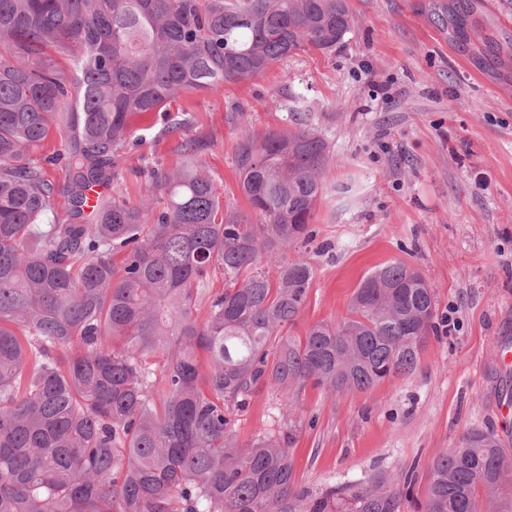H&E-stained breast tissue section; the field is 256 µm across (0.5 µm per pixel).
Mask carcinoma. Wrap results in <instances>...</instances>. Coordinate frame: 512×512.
I'll return each instance as SVG.
<instances>
[{
	"label": "carcinoma",
	"instance_id": "carcinoma-1",
	"mask_svg": "<svg viewBox=\"0 0 512 512\" xmlns=\"http://www.w3.org/2000/svg\"><path fill=\"white\" fill-rule=\"evenodd\" d=\"M353 22L349 0H0V512H403L408 473L320 492L294 474L307 384L335 394L410 375L438 332L433 288L395 261L346 316L291 333L314 269L288 248L313 238L321 137L300 118L240 133L250 216L224 207L191 138L138 202L89 205L117 176L132 116L299 51L334 54ZM53 135L61 186L34 157ZM59 195L68 218L48 224ZM263 387L288 433L241 447L232 416ZM424 512H512L495 432L470 428L434 459Z\"/></svg>",
	"mask_w": 512,
	"mask_h": 512
}]
</instances>
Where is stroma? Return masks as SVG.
<instances>
[{"mask_svg":"<svg viewBox=\"0 0 512 512\" xmlns=\"http://www.w3.org/2000/svg\"><path fill=\"white\" fill-rule=\"evenodd\" d=\"M466 40L441 25L448 0H351L354 25L335 55L294 54L223 91H190L135 115L133 142L106 194L139 201L151 172L180 167L188 138L230 209L238 191L242 128L289 127L295 113L328 143L330 175L313 238L289 249L315 269L294 328L348 312L360 281L403 260L435 292L454 328L429 338L417 370L365 392L301 394L291 447L295 477L317 491L379 474H412L404 512H420L432 461L469 427L494 430L512 449V0H475ZM188 118L187 128L171 123ZM236 437L283 434L276 392L257 391Z\"/></svg>","mask_w":512,"mask_h":512,"instance_id":"obj_1","label":"stroma"}]
</instances>
